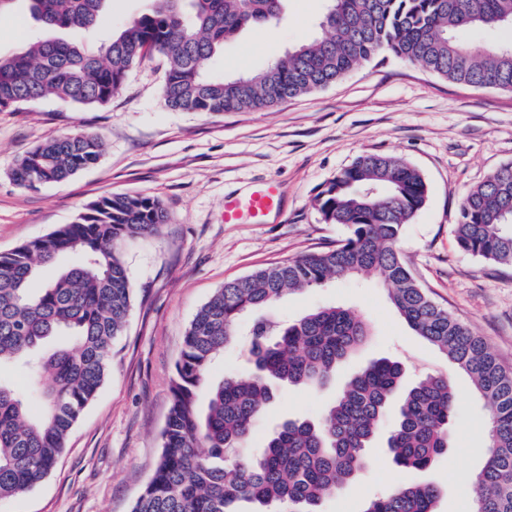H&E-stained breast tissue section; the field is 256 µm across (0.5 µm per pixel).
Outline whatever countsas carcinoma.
Here are the masks:
<instances>
[{
	"instance_id": "obj_1",
	"label": "carcinoma",
	"mask_w": 512,
	"mask_h": 512,
	"mask_svg": "<svg viewBox=\"0 0 512 512\" xmlns=\"http://www.w3.org/2000/svg\"><path fill=\"white\" fill-rule=\"evenodd\" d=\"M42 27L69 39L36 40L0 55V111L56 98L80 109L107 105L131 71L158 53L167 62L165 104L180 112H255L327 88L381 53L418 64L450 82L512 91V43L476 52L475 29L512 30V0H327L322 35L258 71L235 77L205 64L224 44L264 28L285 0H150L93 49L109 0H26ZM103 142L69 133L19 157L16 185L34 191L98 164ZM418 168L390 154L365 153L317 197L326 224L347 228L335 247L291 258L224 284L186 329L155 472L132 512H318L369 464L367 448L386 419L392 463L426 471L448 451L456 394L442 372L411 384L402 364L373 359L314 420L289 418L257 454L248 443L277 387H326L366 342L369 326L345 306L310 310L280 324L267 312L292 291L355 277H378L405 323L471 378L491 424L475 512H512V371L482 338L434 302L403 260V230L424 206ZM166 223L153 196L115 195L87 205L71 224L0 253V366L28 371L25 391L0 383V500L39 484L55 467L85 407L105 382L112 343L126 327L134 288L119 245L152 236ZM459 248L512 266V162L463 198ZM57 267L40 288V270ZM249 336L252 367L208 383L224 349ZM64 336L47 357L37 351ZM207 402L199 403L201 389ZM431 483L395 485L364 512H436Z\"/></svg>"
}]
</instances>
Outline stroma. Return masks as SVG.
I'll return each instance as SVG.
<instances>
[{"label":"stroma","instance_id":"35a3bbf8","mask_svg":"<svg viewBox=\"0 0 512 512\" xmlns=\"http://www.w3.org/2000/svg\"><path fill=\"white\" fill-rule=\"evenodd\" d=\"M326 0H287L275 37L250 29L225 44L209 68L256 71L319 35ZM49 37L26 10L0 17V54L33 36ZM165 63L145 59L102 107L77 109L54 98L0 112V252L72 223L88 204L144 193L167 212L159 235L122 243L135 289L125 332L112 346L109 374L84 409L48 477L0 501V512H131L161 453L160 433L185 330L224 283L287 259L335 246L344 227L323 223L314 205L324 184L360 154L406 159L423 174L428 196L407 224L400 253L431 298L467 324L512 369V267L462 251L458 207L470 188L512 162V91L456 84L382 54L336 84L258 112H179L162 99ZM101 136L100 163L63 184L35 191L12 179L16 159L64 133ZM277 178L283 212L263 224H228L225 199ZM354 309L371 335L354 364L400 360L409 375L447 373L457 392L447 455L424 472L396 468L383 440L371 469L320 505L319 512H363L374 493L408 482L440 490L437 512H469V479L484 464L487 412L468 377L416 336L378 280H338L284 296L272 317L289 321L322 305ZM354 364L326 388H281L252 442L286 418H316Z\"/></svg>","mask_w":512,"mask_h":512}]
</instances>
